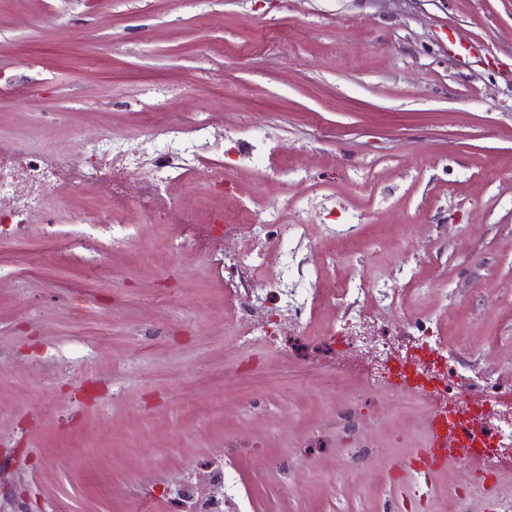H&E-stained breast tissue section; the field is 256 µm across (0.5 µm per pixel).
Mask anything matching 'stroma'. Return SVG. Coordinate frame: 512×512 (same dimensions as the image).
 <instances>
[{
  "label": "stroma",
  "instance_id": "obj_1",
  "mask_svg": "<svg viewBox=\"0 0 512 512\" xmlns=\"http://www.w3.org/2000/svg\"><path fill=\"white\" fill-rule=\"evenodd\" d=\"M0 147L43 123L64 163L146 122L212 124L185 144L188 222L240 207L283 223L356 226L333 274L384 281L437 324L463 365L512 389V0H0ZM288 173L265 175L268 148ZM231 176L223 194L210 186ZM97 186L51 187L41 223L0 238V469L10 512H140L127 489L165 482L227 443L254 512H496L482 460L417 480L427 410L408 393L266 389V414L177 411L176 379L260 359L224 335V282L197 254L141 260L184 230L137 208L113 249ZM97 251L88 266L73 248ZM417 281H410V274ZM295 491H286V484Z\"/></svg>",
  "mask_w": 512,
  "mask_h": 512
}]
</instances>
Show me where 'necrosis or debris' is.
Segmentation results:
<instances>
[{"label":"necrosis or debris","mask_w":512,"mask_h":512,"mask_svg":"<svg viewBox=\"0 0 512 512\" xmlns=\"http://www.w3.org/2000/svg\"><path fill=\"white\" fill-rule=\"evenodd\" d=\"M182 133L179 127L166 131L160 159L146 153L129 157L121 140L111 135L86 143L81 158L69 165L62 164L47 147L29 154L1 149L0 236L37 221L45 187L62 174L92 184L111 176V190L101 194V210L113 220V247L129 246L136 236L133 225L114 217L128 205L122 191L127 181L140 185L138 209L163 224L184 223L187 204L165 194L167 179L158 171L160 164L180 160ZM163 251L195 252L208 258L214 273L224 280L226 323L237 342L284 357L289 337L314 336L322 355L302 362L297 372L318 370L332 383L344 374L340 356L357 347L364 316L376 319L397 308L398 289L361 277L338 276L330 287H322L311 272L335 267V252L319 248L309 225L282 223L274 210L260 221L246 210L224 216L204 225L202 231L170 239ZM400 311L404 329L396 341L412 346L414 352L367 377L365 388L395 381L416 402L429 403L432 411L461 406L465 423L485 436L482 457L492 461L493 449L512 446V406L501 402L484 368H457V352L449 348L438 327L411 309ZM134 492L137 503L159 502L170 512H244L250 496L248 487L234 475L233 453L222 448L203 469L166 482L164 487H157L153 479L138 478Z\"/></svg>","instance_id":"necrosis-or-debris-1"}]
</instances>
